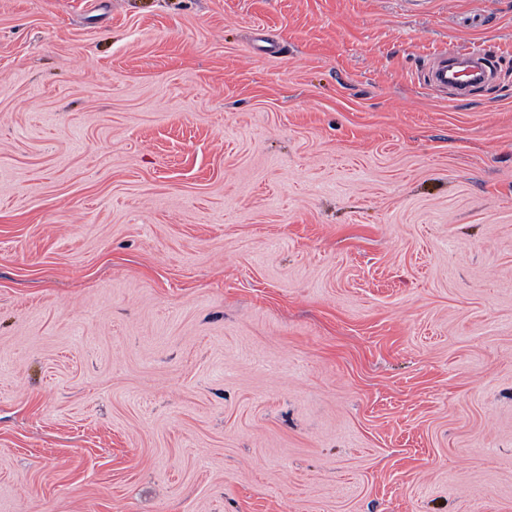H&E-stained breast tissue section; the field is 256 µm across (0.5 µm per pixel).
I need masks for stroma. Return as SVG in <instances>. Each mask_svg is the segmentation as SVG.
Masks as SVG:
<instances>
[{
    "instance_id": "obj_1",
    "label": "stroma",
    "mask_w": 512,
    "mask_h": 512,
    "mask_svg": "<svg viewBox=\"0 0 512 512\" xmlns=\"http://www.w3.org/2000/svg\"><path fill=\"white\" fill-rule=\"evenodd\" d=\"M0 512H512V0H0ZM454 69L448 66V57H442L436 65L428 71V82L436 89L448 88L453 85L457 89V97L460 100H467L469 97V86L471 83H465L454 78Z\"/></svg>"
}]
</instances>
